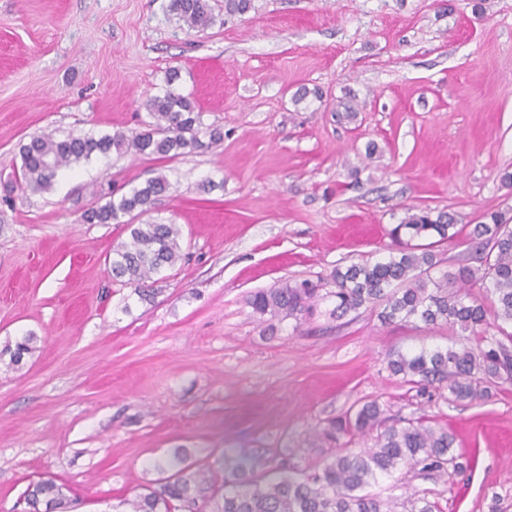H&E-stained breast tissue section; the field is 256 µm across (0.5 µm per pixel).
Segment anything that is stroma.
Instances as JSON below:
<instances>
[{"label":"stroma","mask_w":512,"mask_h":512,"mask_svg":"<svg viewBox=\"0 0 512 512\" xmlns=\"http://www.w3.org/2000/svg\"><path fill=\"white\" fill-rule=\"evenodd\" d=\"M167 4L0 0V347L37 337L22 366L0 361V512H24L39 478L77 512H112L177 453L211 476L179 512H211L241 459L258 476L322 468L336 451L320 429L372 399L448 430L472 459L407 475L393 496L512 512V383L456 402L387 369L394 353L455 344L451 329L384 326L365 309L336 319L327 301L271 324L247 303L286 280L331 288L336 267L387 256L396 207L456 216L436 249L449 266L485 213L512 216V0H253L236 16L211 0L201 32ZM172 68L219 146L98 159L47 192L15 180L32 134L141 131ZM303 87L323 99L293 104ZM158 174L172 188L143 219L177 224L183 259L144 302L106 261L125 225L82 215Z\"/></svg>","instance_id":"1"}]
</instances>
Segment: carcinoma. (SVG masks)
I'll list each match as a JSON object with an SVG mask.
<instances>
[{
  "label": "carcinoma",
  "mask_w": 512,
  "mask_h": 512,
  "mask_svg": "<svg viewBox=\"0 0 512 512\" xmlns=\"http://www.w3.org/2000/svg\"><path fill=\"white\" fill-rule=\"evenodd\" d=\"M168 11L189 30L200 32L215 23L209 0H169ZM178 80L179 72L169 71L165 89L147 97L144 107L149 120L143 122L142 131L131 135L115 131L31 136L19 146L21 180L33 191L46 192L62 169L113 152L172 159L223 142L218 127L206 132L208 140L202 139L201 112L192 95L175 88ZM169 188L166 177H152L117 198L109 196L83 214L88 224H126L129 240L112 249L109 264L113 280L138 285L135 293L142 300L153 294L144 283L182 259L177 225L134 223ZM125 216L128 220L121 221ZM485 219L469 233V245L478 253L477 267L461 265L432 275L441 263L434 247L456 237V219L448 212L407 207L389 231L395 248L387 258L337 267L331 275L333 288L324 294L310 282H285L251 294L247 304L261 316L292 317L299 322L313 316L319 303L328 299L333 304L330 314L338 318L364 307L375 312L383 325L419 322L427 328L447 326L460 336L461 347L397 353L388 360L387 368L422 393L429 385L446 382L455 401L483 400L491 389L512 382V225L498 212ZM477 332L482 345L476 349L465 345L467 335ZM36 341L30 333L13 345L6 344L0 349V359L7 356L9 365L19 366ZM370 433L375 434L374 443L365 451L341 443L346 436ZM321 436L338 451L318 472L298 478L282 464L277 477L256 480L242 468L228 480L231 489L224 491L222 503L213 512H397L400 506L406 512H433V503L424 495L415 493L400 503L369 488L395 478L404 469L429 475L449 466L462 472L471 465L455 453L450 433L421 418L390 423L376 400L329 420ZM158 468L170 475L159 486L120 501L119 506L126 510L114 512H174L179 503H195L197 488L208 482L205 471L192 470L182 458L166 466L160 463ZM23 498L26 512H70L75 507L64 486L52 479L30 483Z\"/></svg>",
  "instance_id": "carcinoma-1"
}]
</instances>
